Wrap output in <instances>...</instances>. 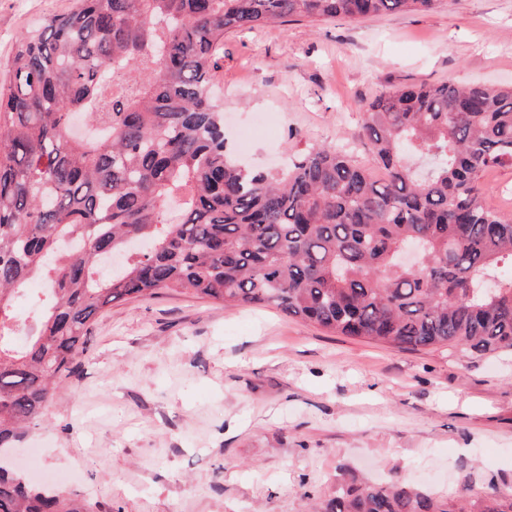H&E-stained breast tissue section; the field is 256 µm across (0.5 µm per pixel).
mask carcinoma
Instances as JSON below:
<instances>
[{"instance_id": "obj_1", "label": "carcinoma", "mask_w": 512, "mask_h": 512, "mask_svg": "<svg viewBox=\"0 0 512 512\" xmlns=\"http://www.w3.org/2000/svg\"><path fill=\"white\" fill-rule=\"evenodd\" d=\"M437 0H82L17 41L0 94V512H94L14 468L100 313L160 292L272 307L402 349L512 353V89L414 84L364 113L376 178L336 145L282 170L228 152L212 94L224 34L294 19L427 11ZM419 247L417 266L398 261ZM48 285L20 345L16 305ZM318 512H512L340 468ZM485 181L489 186V193L485 197L486 205L512 210V194L503 195L500 193L502 188L506 186L512 189V168L493 170L486 175Z\"/></svg>"}]
</instances>
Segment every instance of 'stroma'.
<instances>
[{
	"mask_svg": "<svg viewBox=\"0 0 512 512\" xmlns=\"http://www.w3.org/2000/svg\"><path fill=\"white\" fill-rule=\"evenodd\" d=\"M78 0H0V88L20 34ZM212 73L231 150L265 170L359 142L367 104L407 84L512 88V0L230 31ZM26 432L61 490L99 512H308L340 467L448 496L512 488V358L402 350L273 308L159 293L105 310Z\"/></svg>",
	"mask_w": 512,
	"mask_h": 512,
	"instance_id": "stroma-1",
	"label": "stroma"
}]
</instances>
